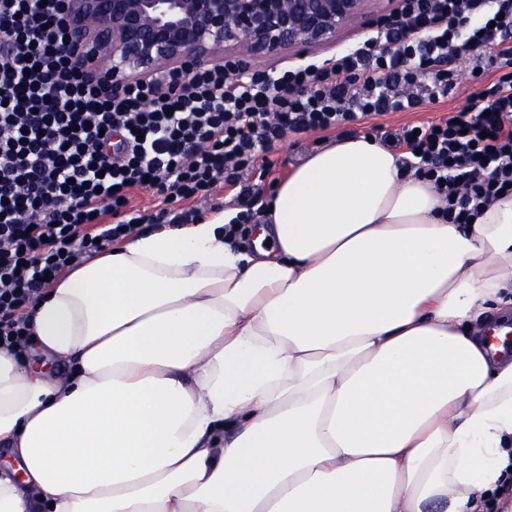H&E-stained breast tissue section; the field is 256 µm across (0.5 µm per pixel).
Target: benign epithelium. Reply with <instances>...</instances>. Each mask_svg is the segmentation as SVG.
I'll return each instance as SVG.
<instances>
[{
    "instance_id": "7a95c632",
    "label": "benign epithelium",
    "mask_w": 512,
    "mask_h": 512,
    "mask_svg": "<svg viewBox=\"0 0 512 512\" xmlns=\"http://www.w3.org/2000/svg\"><path fill=\"white\" fill-rule=\"evenodd\" d=\"M373 0H66L67 50L115 87L158 79L173 68L269 56L298 46L336 44L361 26Z\"/></svg>"
}]
</instances>
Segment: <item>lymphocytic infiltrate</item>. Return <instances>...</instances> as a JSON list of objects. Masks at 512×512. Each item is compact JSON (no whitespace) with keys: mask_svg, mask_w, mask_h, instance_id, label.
Returning <instances> with one entry per match:
<instances>
[{"mask_svg":"<svg viewBox=\"0 0 512 512\" xmlns=\"http://www.w3.org/2000/svg\"><path fill=\"white\" fill-rule=\"evenodd\" d=\"M62 0H0V346L24 347L47 276L143 227H179L219 188L239 207L228 238L264 202L241 183L290 133L359 126L430 182L451 222L512 186V0H400L366 39L319 62L238 61L108 90L66 49ZM492 48L468 103L392 129L384 116L447 103L463 62ZM161 199L150 213L134 193Z\"/></svg>","mask_w":512,"mask_h":512,"instance_id":"f902f5d3","label":"lymphocytic infiltrate"}]
</instances>
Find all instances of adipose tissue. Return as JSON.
<instances>
[{
	"mask_svg": "<svg viewBox=\"0 0 512 512\" xmlns=\"http://www.w3.org/2000/svg\"><path fill=\"white\" fill-rule=\"evenodd\" d=\"M60 276L0 348V512H483L512 463V194L452 224L346 137Z\"/></svg>",
	"mask_w": 512,
	"mask_h": 512,
	"instance_id": "ef3b65f1",
	"label": "adipose tissue"
}]
</instances>
